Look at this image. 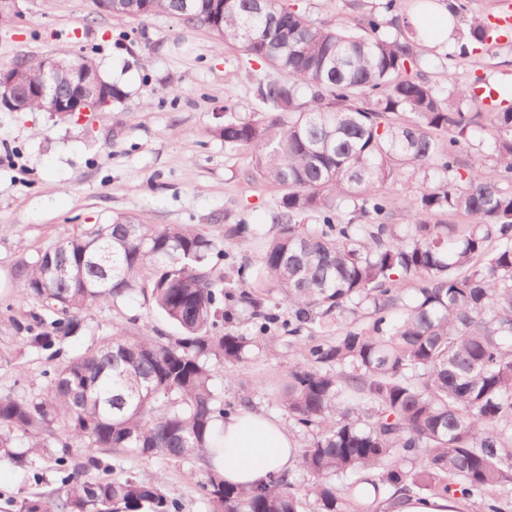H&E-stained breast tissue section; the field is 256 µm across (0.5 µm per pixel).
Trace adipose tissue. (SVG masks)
<instances>
[{
	"label": "adipose tissue",
	"instance_id": "obj_1",
	"mask_svg": "<svg viewBox=\"0 0 512 512\" xmlns=\"http://www.w3.org/2000/svg\"><path fill=\"white\" fill-rule=\"evenodd\" d=\"M412 22L427 47L446 41L454 26L445 0H431L430 10ZM217 433L219 445L208 449L207 460L229 485L256 488L297 464L298 446L287 424L256 409L242 407L225 416Z\"/></svg>",
	"mask_w": 512,
	"mask_h": 512
}]
</instances>
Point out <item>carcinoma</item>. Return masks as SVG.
<instances>
[{
  "instance_id": "carcinoma-1",
  "label": "carcinoma",
  "mask_w": 512,
  "mask_h": 512,
  "mask_svg": "<svg viewBox=\"0 0 512 512\" xmlns=\"http://www.w3.org/2000/svg\"><path fill=\"white\" fill-rule=\"evenodd\" d=\"M397 0H381L360 29H332L288 0H115L112 13H169L236 43L254 79L258 109L224 106L213 134L251 153L254 175L287 193L271 216L274 235L261 256L265 279L288 306L280 313L250 288L247 266L225 262L210 234L118 215L65 237L33 262L17 264L20 288L57 315L23 326L24 340L54 360L99 301L139 293L181 331L168 339L136 328L54 365L33 397L0 393V452L31 464L57 449V498L23 499L19 512H180L155 482L89 476L85 448L117 459L202 458L227 410L214 390L215 365L248 359L255 337L233 325L237 302L262 338L312 332L304 362L277 395L309 439L298 468L305 494L281 474L244 491L208 468L211 512H392L395 494L480 499L503 512L512 490V101L487 104L481 85L439 86L418 69L417 32H384ZM460 55L488 45L474 17ZM21 111L43 101L42 62L14 61ZM479 103L481 112H465ZM490 124L493 138L476 140ZM471 174L454 166L463 147ZM440 170L392 222L391 190ZM433 213H464L471 224L431 223ZM314 216L318 223L309 224ZM258 235L251 224L224 226L234 244ZM352 316L344 332L328 329ZM32 439L19 448L15 441Z\"/></svg>"
}]
</instances>
